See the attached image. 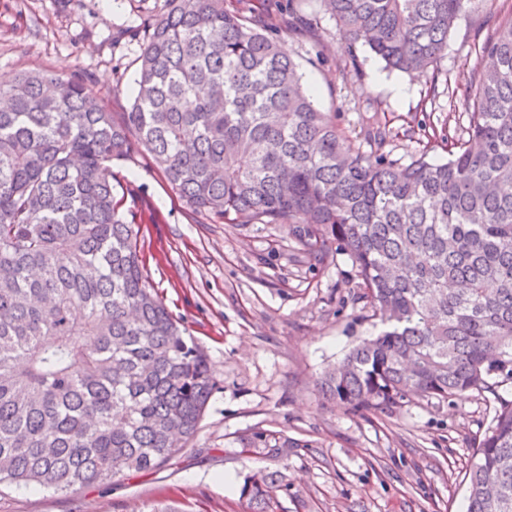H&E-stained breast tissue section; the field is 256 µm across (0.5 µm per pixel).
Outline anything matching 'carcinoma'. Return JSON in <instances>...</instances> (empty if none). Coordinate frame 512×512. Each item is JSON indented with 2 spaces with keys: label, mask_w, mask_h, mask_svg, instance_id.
Wrapping results in <instances>:
<instances>
[{
  "label": "carcinoma",
  "mask_w": 512,
  "mask_h": 512,
  "mask_svg": "<svg viewBox=\"0 0 512 512\" xmlns=\"http://www.w3.org/2000/svg\"><path fill=\"white\" fill-rule=\"evenodd\" d=\"M350 62L426 70L471 0H321ZM126 112L82 80L0 84V493H67L150 472L193 436L216 388L145 275L112 164L144 151L191 207L286 224L319 262L348 256L386 329L319 382L356 411L445 400L512 378V11L470 76L467 138L408 164L339 134L274 25L225 0H164ZM276 455L288 439L255 433ZM469 469L467 512H512V402ZM273 476L244 483L269 512Z\"/></svg>",
  "instance_id": "cac0c4a2"
}]
</instances>
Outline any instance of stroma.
I'll list each match as a JSON object with an SVG mask.
<instances>
[{"label":"stroma","mask_w":512,"mask_h":512,"mask_svg":"<svg viewBox=\"0 0 512 512\" xmlns=\"http://www.w3.org/2000/svg\"><path fill=\"white\" fill-rule=\"evenodd\" d=\"M147 0H0V82L26 71L76 76L114 112L135 89ZM502 0H473L433 72L386 69L366 47L349 67L335 19L319 0L304 10L312 33L280 28L284 52L339 133L363 144L369 127L392 130L382 151L410 163L448 154L432 134H464L468 78L488 16ZM128 222L140 227L149 281L198 344L217 382L198 430L166 463L68 493L17 487L0 512H248L252 477H279L273 512H465L467 475L512 380L443 401L413 397L392 413L353 411L322 399L316 383L382 326L344 254L318 263L288 227L233 224L190 208L146 155L114 163ZM288 438V453L248 447L252 434Z\"/></svg>","instance_id":"stroma-1"}]
</instances>
